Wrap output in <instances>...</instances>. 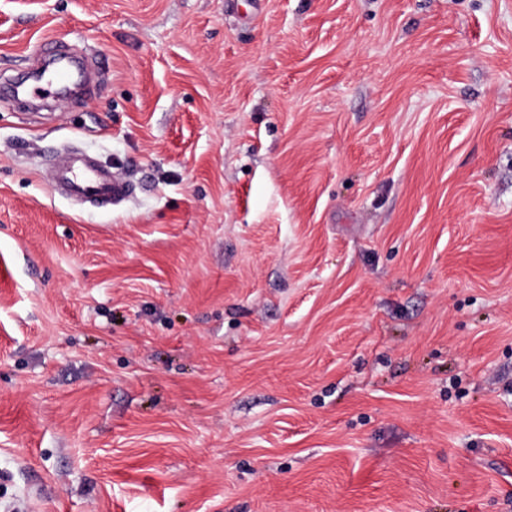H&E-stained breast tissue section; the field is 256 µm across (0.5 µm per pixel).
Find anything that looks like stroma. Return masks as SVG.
Returning a JSON list of instances; mask_svg holds the SVG:
<instances>
[{"label":"stroma","instance_id":"1","mask_svg":"<svg viewBox=\"0 0 512 512\" xmlns=\"http://www.w3.org/2000/svg\"><path fill=\"white\" fill-rule=\"evenodd\" d=\"M61 51L0 96V512H512V0H0V83ZM50 168L53 190L72 197L109 203L122 199L128 191L126 182L108 168L81 155H71L63 161L57 159Z\"/></svg>","mask_w":512,"mask_h":512}]
</instances>
